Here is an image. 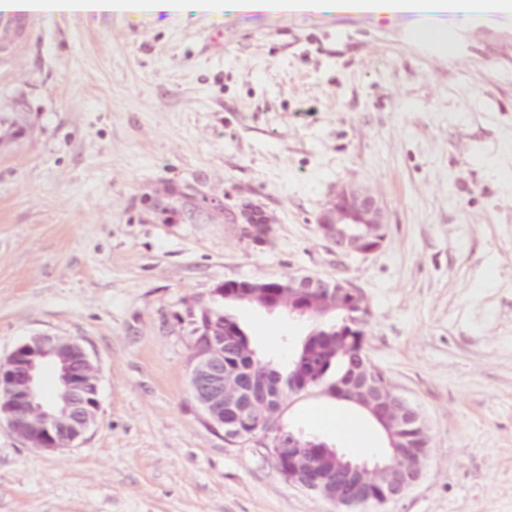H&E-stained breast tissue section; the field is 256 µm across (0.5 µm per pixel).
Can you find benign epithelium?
I'll list each match as a JSON object with an SVG mask.
<instances>
[{
    "label": "benign epithelium",
    "mask_w": 512,
    "mask_h": 512,
    "mask_svg": "<svg viewBox=\"0 0 512 512\" xmlns=\"http://www.w3.org/2000/svg\"><path fill=\"white\" fill-rule=\"evenodd\" d=\"M384 228L379 198L351 185L336 190L318 219L320 235L342 256L377 252L386 240ZM244 232L260 241L270 227L249 215ZM214 294L315 318L344 313L343 324L333 334L356 337L354 368L336 398L365 410L390 443L379 458L353 459L296 433H288V441H283L279 410L266 405L279 396L280 380L266 368L224 366V345L237 336V328L227 317L222 325L214 322L213 309L204 308L193 321L190 386L212 427L228 440L261 437L263 455L274 461L282 477L339 506H382L420 481L429 451L428 428L420 412L368 357L371 308L360 289L345 281L301 275L286 282L227 280ZM50 363L57 387L48 402L41 381ZM2 395L8 403H0V421L42 453L77 446L101 407L91 354L79 341L63 336H33L0 360ZM32 410L38 411L35 422L28 418Z\"/></svg>",
    "instance_id": "benign-epithelium-1"
}]
</instances>
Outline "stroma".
Wrapping results in <instances>:
<instances>
[{
    "label": "stroma",
    "instance_id": "stroma-1",
    "mask_svg": "<svg viewBox=\"0 0 512 512\" xmlns=\"http://www.w3.org/2000/svg\"><path fill=\"white\" fill-rule=\"evenodd\" d=\"M344 184L382 202L374 254L318 233ZM302 274L365 294L369 357L429 428L421 481L381 512H512L511 20L442 46L371 12L127 0L1 41L0 358L80 341L101 410L46 454L0 422V512H336L210 427L189 383L191 315L215 304L288 365L313 322L214 290ZM324 406L358 415L323 384L280 422L347 451Z\"/></svg>",
    "mask_w": 512,
    "mask_h": 512
}]
</instances>
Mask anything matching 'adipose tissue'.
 <instances>
[{
  "label": "adipose tissue",
  "instance_id": "obj_1",
  "mask_svg": "<svg viewBox=\"0 0 512 512\" xmlns=\"http://www.w3.org/2000/svg\"><path fill=\"white\" fill-rule=\"evenodd\" d=\"M387 12L418 38L440 41L460 21L479 27L511 18L512 0H392Z\"/></svg>",
  "mask_w": 512,
  "mask_h": 512
}]
</instances>
